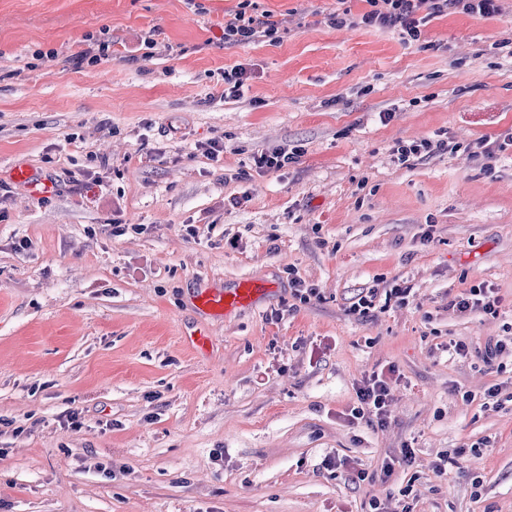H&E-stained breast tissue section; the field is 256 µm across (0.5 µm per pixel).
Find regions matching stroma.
Returning <instances> with one entry per match:
<instances>
[{"label":"stroma","instance_id":"35a3bbf8","mask_svg":"<svg viewBox=\"0 0 512 512\" xmlns=\"http://www.w3.org/2000/svg\"><path fill=\"white\" fill-rule=\"evenodd\" d=\"M238 4L0 0V512H512V356H486L512 338V148L390 153L512 133V58L493 48L512 7L430 18L419 46L329 26L336 0H254L279 41L228 45ZM103 28L109 59L72 64ZM39 48L63 63L31 67ZM290 268L319 300L294 305ZM242 279L272 286L255 310L194 308ZM378 279L410 284L408 304L349 315ZM479 283L497 315L449 311ZM199 330L203 353L183 343ZM390 366L386 423L351 420ZM461 146L454 143L449 137L434 139L423 138L413 141H399L392 148V155L401 163L409 161L411 158L418 159L424 156L444 153H458ZM297 148V147H295ZM291 152L274 151L271 153H260L253 157V163L256 169L260 171H271L283 168L290 163L300 150L295 149Z\"/></svg>","mask_w":512,"mask_h":512}]
</instances>
